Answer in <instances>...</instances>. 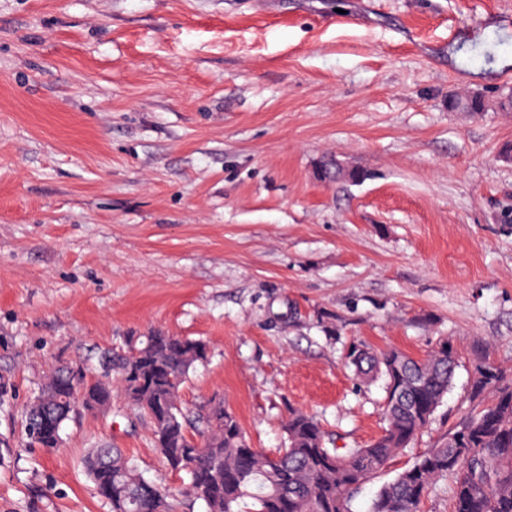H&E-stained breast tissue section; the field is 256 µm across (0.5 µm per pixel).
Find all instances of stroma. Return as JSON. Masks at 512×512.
I'll list each match as a JSON object with an SVG mask.
<instances>
[{
    "label": "stroma",
    "instance_id": "stroma-1",
    "mask_svg": "<svg viewBox=\"0 0 512 512\" xmlns=\"http://www.w3.org/2000/svg\"><path fill=\"white\" fill-rule=\"evenodd\" d=\"M507 73L512 0H0V512H111L98 442L207 512L120 391L28 447L45 377L101 349L202 341L184 408L222 396L272 454L294 409L340 448L382 433L351 345L448 338V393L353 495L368 512L473 412L476 360L512 377ZM473 94L484 112L449 110Z\"/></svg>",
    "mask_w": 512,
    "mask_h": 512
}]
</instances>
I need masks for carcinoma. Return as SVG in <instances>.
<instances>
[{"instance_id":"cac0c4a2","label":"carcinoma","mask_w":512,"mask_h":512,"mask_svg":"<svg viewBox=\"0 0 512 512\" xmlns=\"http://www.w3.org/2000/svg\"><path fill=\"white\" fill-rule=\"evenodd\" d=\"M207 358L203 342L158 330L128 353L102 352L99 367L109 369L102 379L82 364L57 368L27 407L24 429H34L28 444L59 447L85 398L112 401L115 375L125 399L150 423L161 458L190 475V496L208 512H351V494L429 424L456 364L446 338L421 360L353 346L348 362L357 376L383 380V434L364 448H328L318 421L293 410L284 424L285 446L267 455L250 447L232 411L215 413L204 402L191 416L183 407L180 391ZM474 371V412L381 486L369 512H420L433 481L448 475L454 480L451 512H512V378L483 361ZM84 464L112 512H173L168 490L144 479L121 449L98 444Z\"/></svg>"}]
</instances>
